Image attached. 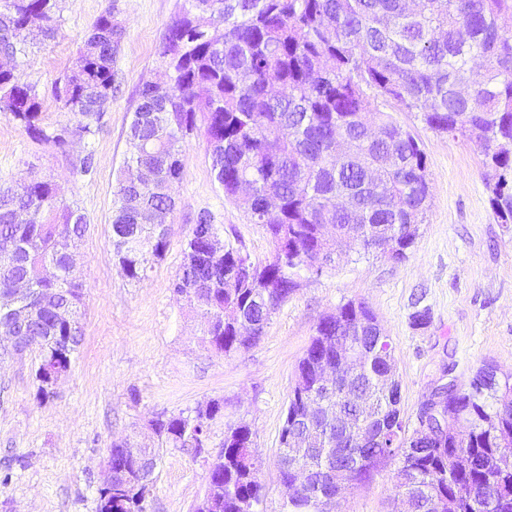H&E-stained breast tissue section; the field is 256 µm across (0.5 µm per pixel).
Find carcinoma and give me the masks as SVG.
I'll list each match as a JSON object with an SVG mask.
<instances>
[{
  "mask_svg": "<svg viewBox=\"0 0 512 512\" xmlns=\"http://www.w3.org/2000/svg\"><path fill=\"white\" fill-rule=\"evenodd\" d=\"M59 0H0V112L36 140L59 148L76 136L87 144L74 167L87 173L93 140L116 81L113 65L124 35L115 9L105 10L86 33L56 98L74 122L43 125L36 89L19 81L15 62L35 40L53 38ZM168 81L145 82L127 129V151L112 210V253L130 281L162 259L168 229L143 222L147 212L173 215L176 202L161 187L180 180L187 139L203 130L212 144L215 181L251 223L265 227L274 254L233 276L243 251L231 244L213 254L210 239L191 234L173 291L197 304L200 344L218 354L247 349L256 336H240L244 322L268 324L298 289L304 267L320 258L325 226L341 236L359 233V249L389 242L395 258L412 247L429 207L427 157L409 131L375 100L421 113L439 133L480 146L491 206L512 224V0H183L161 45ZM481 100L471 109L461 89ZM375 128L378 136L368 135ZM356 149L345 152L339 141ZM252 192H242L243 183ZM280 210L265 215L269 190ZM85 214L59 197L50 181L33 176L18 198L0 186V297L17 281L30 292L28 317L12 332L37 353V394L54 396L82 341V288L66 273L68 255L87 231ZM381 325L364 302L350 301L322 317L298 362L280 435L279 480L307 473L303 490L286 497L280 512H321L320 503L342 485L348 492L370 482L380 464L398 460L395 490L403 512H512V463L501 440L512 436V373L497 374L481 391L493 365L480 367L466 389L450 386L444 414L463 415L464 430L442 428L428 416L434 438L420 437L421 403L414 428L401 416L394 348L371 346ZM362 349L364 368L342 364L346 349ZM338 374L334 388L320 383ZM224 412L213 399L188 412H162L152 420L161 443L207 448L210 422ZM109 494L98 489L96 512H146L144 480L160 449L112 443ZM261 459L251 429H224L219 463L208 475L196 512H254L265 496ZM487 490L486 508L458 497Z\"/></svg>",
  "mask_w": 512,
  "mask_h": 512,
  "instance_id": "cac0c4a2",
  "label": "carcinoma"
}]
</instances>
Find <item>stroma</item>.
<instances>
[{"mask_svg":"<svg viewBox=\"0 0 512 512\" xmlns=\"http://www.w3.org/2000/svg\"><path fill=\"white\" fill-rule=\"evenodd\" d=\"M182 0H61L53 39L21 59L18 74L35 86L49 126L72 124L52 92L96 18L114 7L124 27L117 80L92 148L90 173L73 164L84 146L58 150L28 136L0 113V185L31 176L53 181L81 208L89 231L78 249L83 284V340L70 372L45 401L36 397V359L0 362V512H95L112 442L130 439L154 448L148 424L212 399L224 413L210 426L208 450L163 449L147 512H193L202 499L228 424H247L266 488L258 512H279L277 459L288 394L300 358L321 317L349 301L367 302L395 347L401 413L415 420L431 388L452 369L467 385L485 363L512 372V224L498 223L483 180L482 157L469 141L429 129L420 114L390 103L386 110L420 140L427 155L431 205L405 259L343 256L321 274H302L296 293L273 316L253 347L219 356L197 342L199 318L171 285L186 239L200 213L243 247L253 261L269 260L272 245L214 180L203 137L186 144L175 186L176 210L164 257L140 282H128L112 254V207L127 150L126 131L143 82L163 77L159 45ZM426 324L413 320L417 308ZM397 461L348 495L341 512H392Z\"/></svg>","mask_w":512,"mask_h":512,"instance_id":"35a3bbf8","label":"stroma"}]
</instances>
